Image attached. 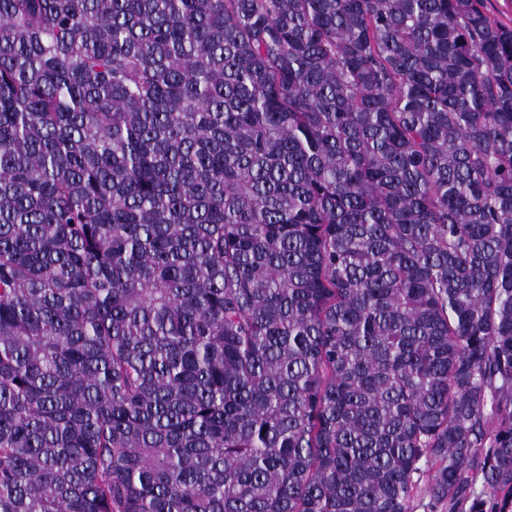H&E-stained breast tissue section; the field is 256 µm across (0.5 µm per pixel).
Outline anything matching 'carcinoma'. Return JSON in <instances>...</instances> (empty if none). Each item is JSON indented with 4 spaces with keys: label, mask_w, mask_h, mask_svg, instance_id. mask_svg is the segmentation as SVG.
<instances>
[{
    "label": "carcinoma",
    "mask_w": 512,
    "mask_h": 512,
    "mask_svg": "<svg viewBox=\"0 0 512 512\" xmlns=\"http://www.w3.org/2000/svg\"><path fill=\"white\" fill-rule=\"evenodd\" d=\"M512 505V26L481 0H0V512Z\"/></svg>",
    "instance_id": "carcinoma-1"
}]
</instances>
